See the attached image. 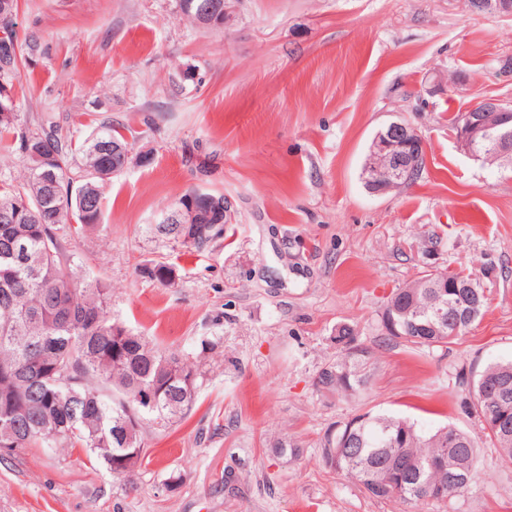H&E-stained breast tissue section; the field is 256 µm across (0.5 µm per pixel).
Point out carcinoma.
Masks as SVG:
<instances>
[{
  "label": "carcinoma",
  "instance_id": "carcinoma-1",
  "mask_svg": "<svg viewBox=\"0 0 512 512\" xmlns=\"http://www.w3.org/2000/svg\"><path fill=\"white\" fill-rule=\"evenodd\" d=\"M7 39L14 58L0 65L5 104L12 100L21 52L16 31ZM0 149L18 154L27 170L24 182L0 186V448L10 454L53 445L85 448L113 476L124 477L115 461L144 445L118 436L119 422L131 415L139 425L146 416L157 423L181 419L196 389V375L182 358L161 353L141 336L122 339L126 328L110 314L111 288L83 278L61 243L64 230L79 234L102 224L104 185L112 170L123 168L132 143L120 127L105 124L74 147L52 116L29 129L12 112L0 118ZM192 199L205 211L224 204L222 194L193 189L148 232L183 248L206 249L224 234L231 215L188 226L169 222ZM138 275L163 285L175 280L165 261L139 265ZM443 300L462 315L459 322H434ZM487 300L469 275L426 271L392 294L381 330L416 348L446 347L483 314ZM357 336L349 325L336 328L340 351L319 372L322 389L355 396L370 389L374 353L357 348ZM473 393L494 449L512 465V428L491 427L503 408L512 420V362L486 366ZM363 417L351 431L352 445L335 457L336 440L327 435L321 455L326 468L354 479L370 497L445 502L474 481L476 448L456 427L425 432L397 416ZM441 458L445 469L437 464ZM392 471L403 480L395 495L384 487Z\"/></svg>",
  "mask_w": 512,
  "mask_h": 512
}]
</instances>
